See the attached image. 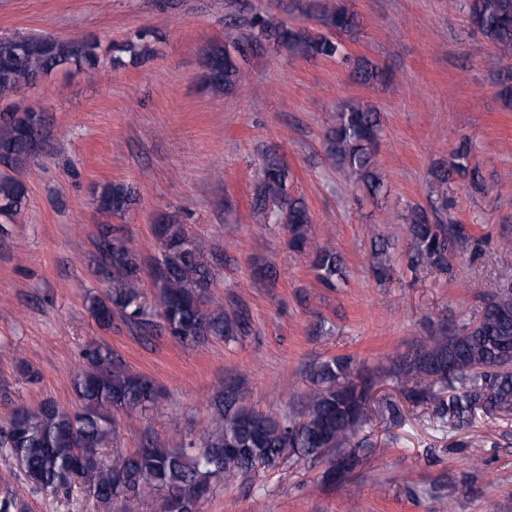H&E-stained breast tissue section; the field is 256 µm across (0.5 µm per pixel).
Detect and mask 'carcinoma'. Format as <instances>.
Here are the masks:
<instances>
[{
    "label": "carcinoma",
    "mask_w": 512,
    "mask_h": 512,
    "mask_svg": "<svg viewBox=\"0 0 512 512\" xmlns=\"http://www.w3.org/2000/svg\"><path fill=\"white\" fill-rule=\"evenodd\" d=\"M310 8L331 30L352 34L358 27L354 15L340 3L312 0ZM471 22L502 54L512 55V0H473ZM256 25V38L272 40L293 54L330 59L344 55L340 42L325 35L317 38L304 27H288L261 16ZM98 48L95 38L47 42L36 36L0 37V96L54 70L92 65L99 61ZM233 50L238 47L215 45L209 51V83L217 91H230L238 82ZM113 51L112 62L121 64L126 55L135 63L148 48L127 40ZM28 120L27 115L0 113V150L19 168L30 163L24 132ZM380 125L375 108L360 100L346 101L326 133L328 159L371 195L384 187L373 148ZM469 154L468 145H460L451 166L437 172L440 181L453 174L466 176ZM287 182V170L276 158H268L256 173L253 206L272 223H285L288 247L313 254L316 282L336 288L345 281L343 258L332 248L313 247L308 207L288 193ZM27 197L25 181L0 174V216L11 217ZM132 203L131 191L121 183L104 185L97 196V207L106 214L123 213ZM444 205L443 201L432 204L428 210L414 206L401 216L408 268L413 272L448 270L450 257L469 239L462 225L441 218ZM153 234L159 255L151 263L156 296L148 305L140 290L144 260L129 246L124 227L105 224L100 229L92 262L108 291L103 299H89L96 321L110 327L117 315L142 337L167 333L185 348L208 337L227 343L252 335L254 321L248 307L233 300L225 309L208 301L214 280L209 257L186 226L162 214L153 224ZM371 258L375 275L387 278L391 267L385 240L374 244ZM86 358L88 367L72 379L80 410L70 411L53 401L35 411L16 407L0 427V447L7 449L32 484L44 490H65L80 476L99 502L106 507L115 502L119 512H141L148 497L155 512H176L177 498L186 503L181 512H197L199 501L211 492L213 478L222 475L232 482L260 465H274L290 449L308 457H341L351 469L359 462L357 449L364 447V441L358 435L371 415L362 371L352 366L349 356L337 355L316 366L309 377L312 388L296 417L254 411L249 391L230 381L213 399L201 446L189 440L173 450L147 439L115 467L103 460L112 415L146 410L157 402L159 388L131 372L107 346L91 347ZM379 376L396 381L407 403L431 411L452 430L471 425L478 415L492 417L512 409V283H492L469 320L431 331L381 369ZM378 413L391 424L404 420V407L395 400H383Z\"/></svg>",
    "instance_id": "1"
}]
</instances>
